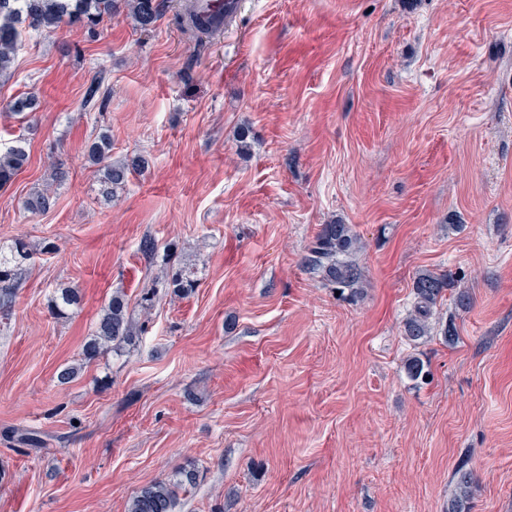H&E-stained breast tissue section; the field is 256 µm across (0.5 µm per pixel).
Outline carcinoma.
<instances>
[{
  "label": "carcinoma",
  "mask_w": 512,
  "mask_h": 512,
  "mask_svg": "<svg viewBox=\"0 0 512 512\" xmlns=\"http://www.w3.org/2000/svg\"><path fill=\"white\" fill-rule=\"evenodd\" d=\"M126 9L134 26L144 32L155 28L161 16L162 0H0V76H8L14 65L21 28L40 33H51L64 24L83 23L95 28L106 15ZM177 25L191 35L197 48L206 45L207 39L217 31L210 28L194 14L193 4L176 17ZM111 140L104 135L88 150V159L101 164L104 191L111 193L122 187L137 169L145 168V159L111 160ZM28 161L25 148L16 144L0 151V187L10 183ZM53 204V195L47 189L38 190L25 201V209L32 214L48 211ZM359 248V239L351 225L331 221L322 225L305 257V266L310 273L320 277L335 288L356 295L362 290V270L350 260ZM29 259L23 242L15 244L8 255L0 253V309L11 307L16 296L22 266ZM196 287L189 267L172 274L151 277L145 282L141 301L146 303L143 312L149 311L159 295L173 289L182 296L190 295ZM453 287L446 274L424 273L413 283L414 309L404 322V335L414 343L431 335L433 308L444 292ZM78 304V293L74 288H63L54 299L58 315ZM145 333V322L136 317L122 294H115L97 318L92 338L84 345L83 358L90 362L99 354L112 350L123 352L134 345ZM459 493L452 500L448 512H466L470 497L471 473L466 464L456 468ZM200 470L195 466L180 467L173 475L143 487L129 502L127 512H176L180 491L198 484Z\"/></svg>",
  "instance_id": "carcinoma-1"
}]
</instances>
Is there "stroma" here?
<instances>
[{"label": "stroma", "instance_id": "obj_1", "mask_svg": "<svg viewBox=\"0 0 512 512\" xmlns=\"http://www.w3.org/2000/svg\"><path fill=\"white\" fill-rule=\"evenodd\" d=\"M240 2L201 49L184 0L149 33L122 11L27 30L0 79V149L29 156L0 188V250L30 248L0 331V512H127L187 464L201 479L176 512H448L462 459L471 512H512V0ZM31 93L37 111L12 112ZM103 134L148 161L110 199L87 160ZM335 220L361 242L351 300L304 267ZM167 253L195 293L82 363L101 308L139 305ZM425 271L470 294L434 310L455 344L403 334ZM66 286L81 303L57 319Z\"/></svg>", "mask_w": 512, "mask_h": 512}]
</instances>
